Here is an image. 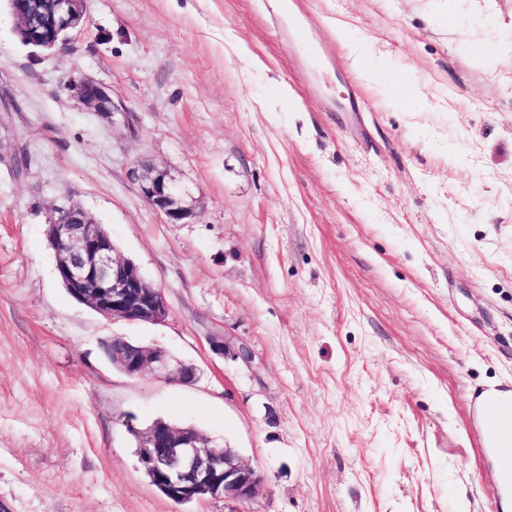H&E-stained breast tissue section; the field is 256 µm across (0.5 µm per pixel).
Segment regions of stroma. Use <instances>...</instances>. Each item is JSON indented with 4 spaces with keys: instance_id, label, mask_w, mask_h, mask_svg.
<instances>
[{
    "instance_id": "35a3bbf8",
    "label": "stroma",
    "mask_w": 512,
    "mask_h": 512,
    "mask_svg": "<svg viewBox=\"0 0 512 512\" xmlns=\"http://www.w3.org/2000/svg\"><path fill=\"white\" fill-rule=\"evenodd\" d=\"M298 2L300 27L274 0H87L46 52L0 0V512H234L158 493L127 414L238 449L264 481L246 512H494L476 410L512 389V0ZM84 76L125 120L71 95ZM72 204L164 322L61 288L46 228ZM110 336L197 378L126 376ZM138 188L147 202L166 217L168 223L181 224L192 216V208L185 205L164 171L146 167L138 175ZM212 350L221 355H230L235 361H240L246 366L253 362L254 355L250 347L244 343H234L225 338L212 337L210 339Z\"/></svg>"
}]
</instances>
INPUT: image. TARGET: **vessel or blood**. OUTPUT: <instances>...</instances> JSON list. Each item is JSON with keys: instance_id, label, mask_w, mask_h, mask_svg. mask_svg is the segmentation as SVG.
Returning a JSON list of instances; mask_svg holds the SVG:
<instances>
[{"instance_id": "1", "label": "vessel or blood", "mask_w": 512, "mask_h": 512, "mask_svg": "<svg viewBox=\"0 0 512 512\" xmlns=\"http://www.w3.org/2000/svg\"><path fill=\"white\" fill-rule=\"evenodd\" d=\"M482 441L492 461L497 506L512 501V396H490L481 408Z\"/></svg>"}]
</instances>
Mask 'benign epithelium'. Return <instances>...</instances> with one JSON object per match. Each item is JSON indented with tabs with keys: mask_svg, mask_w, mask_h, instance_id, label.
Returning a JSON list of instances; mask_svg holds the SVG:
<instances>
[{
	"mask_svg": "<svg viewBox=\"0 0 512 512\" xmlns=\"http://www.w3.org/2000/svg\"><path fill=\"white\" fill-rule=\"evenodd\" d=\"M17 20V32L26 44L53 50L69 44L73 33L86 21L85 0H8ZM80 102L95 107L116 122L126 109L113 100L107 87L91 78L67 84ZM141 195L168 223L181 224L192 216L175 185L163 171L151 167L138 175ZM56 256L58 280L77 301L107 320L159 324L169 308L160 288L148 281L140 267L122 257L105 227L82 208L70 206L46 229ZM212 350L246 366L254 355L244 343L221 337L210 339ZM112 366L136 377L147 370L169 373V359L160 348L135 345L126 339L112 348ZM128 433L138 439L136 455L150 483L176 505L208 499L246 503L261 488V475L236 448L211 446L197 429L157 420L141 429L130 416L122 420Z\"/></svg>",
	"mask_w": 512,
	"mask_h": 512,
	"instance_id": "obj_1",
	"label": "benign epithelium"
}]
</instances>
